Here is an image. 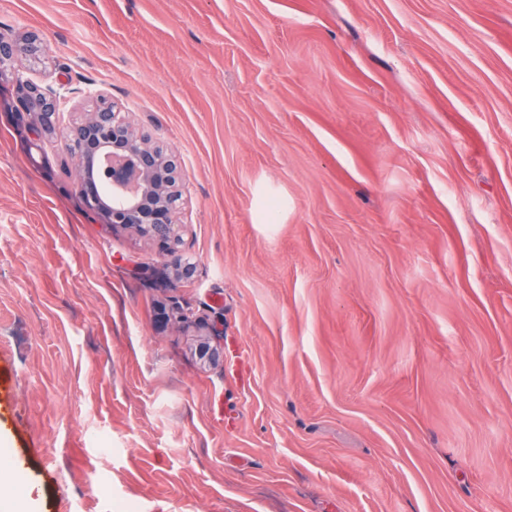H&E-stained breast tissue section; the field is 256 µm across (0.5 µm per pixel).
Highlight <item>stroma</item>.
<instances>
[{"label": "stroma", "mask_w": 512, "mask_h": 512, "mask_svg": "<svg viewBox=\"0 0 512 512\" xmlns=\"http://www.w3.org/2000/svg\"><path fill=\"white\" fill-rule=\"evenodd\" d=\"M0 32L42 43L0 73V464L38 512H512V0H0ZM19 75L178 156L190 278L88 216Z\"/></svg>", "instance_id": "35a3bbf8"}]
</instances>
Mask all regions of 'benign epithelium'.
<instances>
[{"label":"benign epithelium","mask_w":512,"mask_h":512,"mask_svg":"<svg viewBox=\"0 0 512 512\" xmlns=\"http://www.w3.org/2000/svg\"><path fill=\"white\" fill-rule=\"evenodd\" d=\"M37 38L0 34V73L13 58L34 50ZM99 104L62 132L74 184L86 211L99 223L122 227L147 240L170 258L173 278H189L193 266L178 255L183 225L176 222L182 199L181 163L149 132L136 127L115 105L97 95ZM62 99L50 86L33 82L18 97L16 111L30 118L39 138L57 130Z\"/></svg>","instance_id":"obj_1"}]
</instances>
